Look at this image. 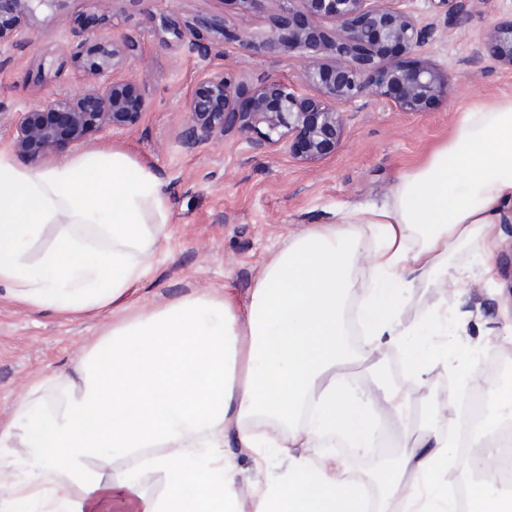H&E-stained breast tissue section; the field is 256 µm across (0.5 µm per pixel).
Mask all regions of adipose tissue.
<instances>
[{"instance_id":"obj_1","label":"adipose tissue","mask_w":512,"mask_h":512,"mask_svg":"<svg viewBox=\"0 0 512 512\" xmlns=\"http://www.w3.org/2000/svg\"><path fill=\"white\" fill-rule=\"evenodd\" d=\"M512 222V95L474 101L444 141L403 172L382 203L338 224H311L273 253L245 304L200 293L114 324L61 380L62 402H19L0 424V512H458L448 492L455 423L469 387L452 388L440 425L376 472L375 503L321 441L372 448L375 421L407 405L380 378L402 349L410 383L451 367L468 311L448 305L403 324V293L425 281L460 288L473 272L449 264ZM159 176L115 149L42 168L0 150V288L28 307L121 309L168 236ZM369 257V281L351 271ZM358 304H351V297ZM367 360L351 391L340 368ZM302 425H295V418ZM128 461L117 477L115 460ZM251 468H243V461ZM164 489L147 494L143 474Z\"/></svg>"}]
</instances>
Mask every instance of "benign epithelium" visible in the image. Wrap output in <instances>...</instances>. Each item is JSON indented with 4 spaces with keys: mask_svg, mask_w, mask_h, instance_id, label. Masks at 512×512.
<instances>
[{
    "mask_svg": "<svg viewBox=\"0 0 512 512\" xmlns=\"http://www.w3.org/2000/svg\"><path fill=\"white\" fill-rule=\"evenodd\" d=\"M61 0H0V49L23 51L32 44L37 9ZM280 13L258 42L231 30L218 16L191 22L164 17L154 27L158 45L192 51L206 35L215 48L232 39L258 56L297 54L304 61L300 79L315 90L307 96L286 80H271L239 98L244 82L219 69L208 74L187 101L181 145L193 150L235 131L258 150L286 146L307 162L336 151L346 122V108L368 98L388 99L401 112H426L448 96V72L429 58L413 65L403 56L424 47L434 29L399 6L401 0H277ZM455 4L461 25L483 0H438ZM334 26L330 37L321 29ZM485 52L512 67V18L499 20L481 34ZM81 93L58 94L27 112L11 117L12 147L38 165L63 144L78 143L109 130L125 128L146 107L142 41L134 35L98 45L96 56L83 62Z\"/></svg>",
    "mask_w": 512,
    "mask_h": 512,
    "instance_id": "benign-epithelium-1",
    "label": "benign epithelium"
}]
</instances>
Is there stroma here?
Masks as SVG:
<instances>
[{"instance_id":"1","label":"stroma","mask_w":512,"mask_h":512,"mask_svg":"<svg viewBox=\"0 0 512 512\" xmlns=\"http://www.w3.org/2000/svg\"><path fill=\"white\" fill-rule=\"evenodd\" d=\"M435 36L421 49L447 71L448 98L426 112H402L385 99H364L349 112L335 153L316 162L296 159L285 147L259 152L235 133L223 142L189 151L179 142L185 104L204 77L232 64L240 79L257 85L272 79L298 83L301 57H259L237 42L223 53L200 45L194 52L156 46L151 29L169 6L167 0H116L110 20H102L93 0H61L58 9L37 14L38 34L26 52L13 53L0 66V108L24 112L61 92L83 86V72L68 59V50L85 31L103 39L140 36L146 47L150 79L148 109L129 127L93 139L96 148L123 150L151 167L164 184L169 204V235L136 293L137 308L173 302L192 293L231 289L246 299L269 255L288 233L305 224H334L348 207L385 199L399 174L419 160L428 147L447 135L457 112L471 101L512 95V68L484 53L481 34L500 18L512 16V0H486L458 32L446 7L430 0H403ZM185 20L197 15L223 16L229 26L261 39L279 11L276 0L240 15L233 0H179L174 6ZM66 14L58 24L57 14ZM493 279L468 286L461 301L472 313L457 359L483 380L479 356L512 358V331L499 318L512 310V223L504 225L492 256ZM112 327L111 310L62 313L31 309L0 292V422H9L15 405L43 381L41 396L60 401L65 389L51 377L71 373L76 360ZM404 355L384 359L390 385L406 389L413 407H444L452 371L436 369L425 388L403 378Z\"/></svg>"}]
</instances>
